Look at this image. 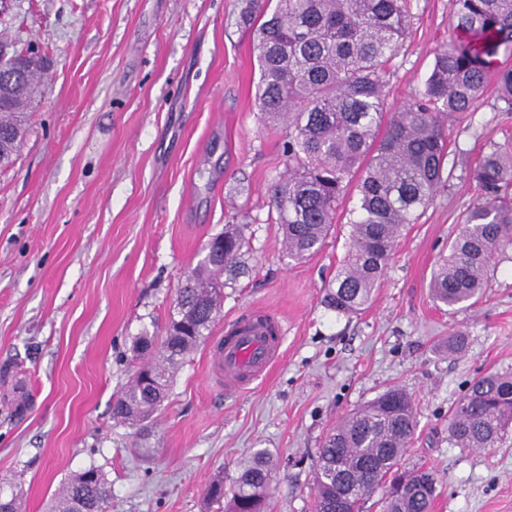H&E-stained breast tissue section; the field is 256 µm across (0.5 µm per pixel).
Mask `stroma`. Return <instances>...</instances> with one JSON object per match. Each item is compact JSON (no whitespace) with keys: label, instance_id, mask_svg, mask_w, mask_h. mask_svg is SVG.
Returning <instances> with one entry per match:
<instances>
[{"label":"stroma","instance_id":"obj_1","mask_svg":"<svg viewBox=\"0 0 512 512\" xmlns=\"http://www.w3.org/2000/svg\"><path fill=\"white\" fill-rule=\"evenodd\" d=\"M245 0H14L0 36L48 57L27 139L0 168V493L47 512L76 471L99 468L111 512H219L207 486L232 483L257 451L274 463L267 512H312L326 433L389 388L411 395L415 433L400 461L436 475L432 512H512V433L455 448L448 419L474 379L512 371V249L497 254L479 303L459 311L429 288L478 195L470 169L512 137L487 88L445 125L449 180L408 225L368 307L322 302L346 254L347 195L322 249H285L275 184L285 129L265 125ZM451 0H411L409 34L387 79L396 111L422 90L448 44ZM241 224L244 274L224 281L211 339L264 310L287 330L282 358L236 396L211 374L208 346L173 378L150 419H113L139 361L163 335L176 293L208 240ZM463 331L461 352L448 338Z\"/></svg>","mask_w":512,"mask_h":512}]
</instances>
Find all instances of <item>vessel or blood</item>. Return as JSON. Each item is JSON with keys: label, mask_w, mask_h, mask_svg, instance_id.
Masks as SVG:
<instances>
[{"label": "vessel or blood", "mask_w": 512, "mask_h": 512, "mask_svg": "<svg viewBox=\"0 0 512 512\" xmlns=\"http://www.w3.org/2000/svg\"><path fill=\"white\" fill-rule=\"evenodd\" d=\"M284 327L272 315L253 313L228 324L223 340L213 344L212 368L224 376L229 395L245 392L277 362Z\"/></svg>", "instance_id": "1"}]
</instances>
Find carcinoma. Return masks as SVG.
<instances>
[{"label": "carcinoma", "mask_w": 512, "mask_h": 512, "mask_svg": "<svg viewBox=\"0 0 512 512\" xmlns=\"http://www.w3.org/2000/svg\"><path fill=\"white\" fill-rule=\"evenodd\" d=\"M255 24L261 117L288 130V177L272 194L288 255L317 253L352 191L349 246L325 306L338 315L360 313L371 300L404 228L414 224L443 184L448 156L445 122L470 112L492 84L512 110V65L493 67L499 47H512V0H454L452 37L439 52L424 89L399 111L387 112L386 75L409 29L411 0H279L273 11L248 0ZM19 73L11 96L0 99V168L15 162L38 91V66L0 60V82ZM479 195L469 208L448 258L434 271L431 291L451 310L482 297L495 254L512 248V143L492 144L474 166ZM244 245L239 224L207 243L203 265L178 290L177 315L164 336L137 342L146 377L135 373L112 405L113 417L134 423L156 413L186 356L208 339L220 309L224 272H235ZM343 418L326 436L316 461L314 512H360L372 493L388 487L385 512H431L435 473L398 469L416 428L412 399L392 387ZM512 423V372L476 379L454 406L448 443L492 448ZM272 465L265 452L244 463L224 499V481L207 500L224 512H266ZM112 490L100 469L73 476L50 512H109Z\"/></svg>", "instance_id": "cac0c4a2"}]
</instances>
